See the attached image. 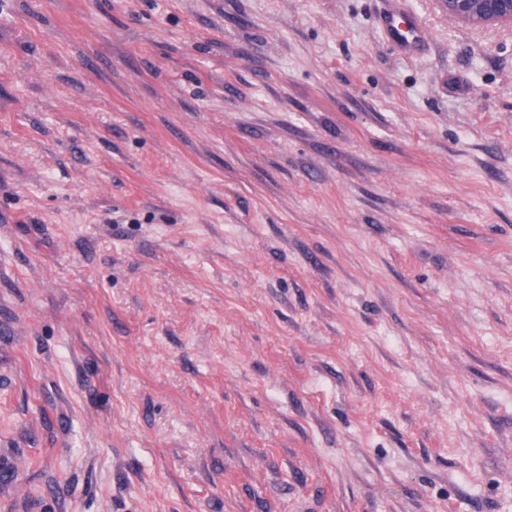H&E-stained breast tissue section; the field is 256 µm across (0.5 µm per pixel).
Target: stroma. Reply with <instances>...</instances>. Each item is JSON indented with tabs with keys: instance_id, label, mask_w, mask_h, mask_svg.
Returning <instances> with one entry per match:
<instances>
[{
	"instance_id": "stroma-1",
	"label": "stroma",
	"mask_w": 512,
	"mask_h": 512,
	"mask_svg": "<svg viewBox=\"0 0 512 512\" xmlns=\"http://www.w3.org/2000/svg\"><path fill=\"white\" fill-rule=\"evenodd\" d=\"M408 5L0 0V512H512V30ZM390 7L379 17V25L388 42L407 57L422 53L430 44V36L420 20L405 7L404 0H388Z\"/></svg>"
}]
</instances>
